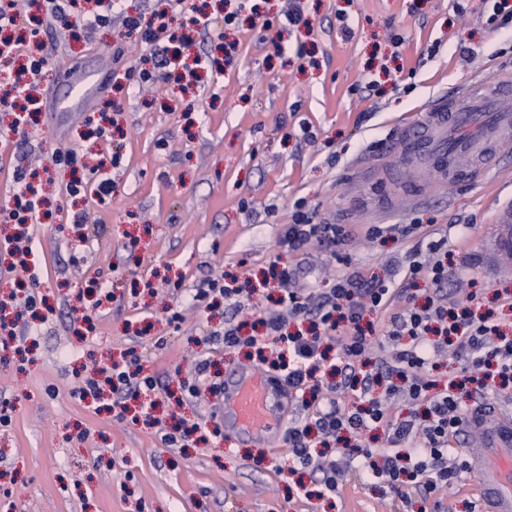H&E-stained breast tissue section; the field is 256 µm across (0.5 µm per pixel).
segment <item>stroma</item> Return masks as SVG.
I'll list each match as a JSON object with an SVG mask.
<instances>
[{
	"label": "stroma",
	"instance_id": "35a3bbf8",
	"mask_svg": "<svg viewBox=\"0 0 512 512\" xmlns=\"http://www.w3.org/2000/svg\"><path fill=\"white\" fill-rule=\"evenodd\" d=\"M255 2L258 14L243 11L232 35V58L216 26L194 31V53L217 65L188 91L162 75L140 89L138 69L152 67L154 49L120 23L88 39L66 19L43 23V106L28 134H8L0 160L10 170L33 165L53 220L26 229L34 270L0 256V295L35 279L53 313L31 322L26 358L0 356V400L14 406L0 428V512H433V501L414 494L398 503L379 481L355 475L336 497L300 498L278 474L294 464L283 438L248 439L230 452L220 439L168 447L153 428L77 396L96 363L132 355L158 379L162 421L177 415L213 428L221 394L178 404L166 392L199 360L225 374L251 369L210 335L272 308L277 290L263 272L300 199L315 221L356 228L340 248L349 263L329 261L315 244L290 256L304 293L339 275L398 278L414 241L397 224L443 234L468 225L448 279L451 302L465 301V285L512 290V256L489 237L494 210L512 198V140L499 145L498 180L471 188L448 178L418 198L415 185L431 175L401 164L396 138L433 96L456 93L490 66L512 72V29L489 24L492 0H304L309 26L279 40L262 22L284 0ZM301 45L309 64L296 55ZM85 69L98 79L86 106L54 112L68 76ZM106 106L117 126L108 141L85 124ZM59 147L106 160L111 197L69 196V171L52 163ZM373 225L382 229L375 239L366 235ZM221 275L248 289L245 308L227 299L196 308L203 281ZM79 305L94 309L93 332L74 322Z\"/></svg>",
	"mask_w": 512,
	"mask_h": 512
}]
</instances>
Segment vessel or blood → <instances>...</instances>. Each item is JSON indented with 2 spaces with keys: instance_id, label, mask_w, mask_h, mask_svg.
<instances>
[{
  "instance_id": "vessel-or-blood-1",
  "label": "vessel or blood",
  "mask_w": 512,
  "mask_h": 512,
  "mask_svg": "<svg viewBox=\"0 0 512 512\" xmlns=\"http://www.w3.org/2000/svg\"><path fill=\"white\" fill-rule=\"evenodd\" d=\"M512 88V76L491 68L472 80L462 95H440L427 105L425 120L407 123L397 130L407 157L431 164L436 177L453 171L467 184L492 178L499 158L492 137L512 135L511 112H469L461 98L482 101L490 90ZM494 244L512 254V202L499 209ZM287 388L279 377L259 371L230 372L224 388V420L232 427L225 447L239 437L254 439L282 434L285 420L279 400ZM470 426L482 431L481 447L470 449L473 470L464 472L463 484L475 496L478 512H512V415L472 412Z\"/></svg>"
}]
</instances>
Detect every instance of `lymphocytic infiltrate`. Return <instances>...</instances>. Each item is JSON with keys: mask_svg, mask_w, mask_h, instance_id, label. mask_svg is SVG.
Returning <instances> with one entry per match:
<instances>
[{"mask_svg": "<svg viewBox=\"0 0 512 512\" xmlns=\"http://www.w3.org/2000/svg\"><path fill=\"white\" fill-rule=\"evenodd\" d=\"M174 12L181 14V25H173ZM116 17L146 43L160 45L156 69L185 64L186 28L210 23L201 9L185 7L182 0H173L170 12L148 17L128 13L122 0H108L102 10L83 14L75 23L103 27ZM13 179V206L0 213V222L40 223L42 201L26 169L17 167ZM353 234L347 224L314 223L305 203H298L293 223L285 225L279 238L282 256L269 264L281 290L278 308L260 319L265 340L278 352L272 358L257 355L256 360L263 371L282 377L297 398L305 419L289 421L288 445L301 468L319 474L321 495L338 493L341 475L360 457L362 476L381 480L393 498L404 501L413 493L432 498L472 465L469 458L450 452L452 439L467 430L468 409L462 407V397L480 407L489 393L512 387V336L491 313L473 308L476 292H469L466 303L449 307L443 288L452 251L444 236L428 239L405 255L401 283L342 276L329 281L317 297L300 293L296 271L283 262V255L315 242L336 260L339 246ZM422 281L432 293L421 306L417 299ZM374 313L385 315L383 327L371 321ZM378 331L390 350L371 373L367 367ZM443 353L453 357L458 369L440 386L430 372ZM95 370L96 377L86 382L89 393L98 399L111 394L110 408L120 419L128 410V395L157 387L154 375L124 360L96 365ZM377 386L383 387L382 395H374ZM338 393L350 396L352 411L335 401ZM397 397L410 405L408 417L394 412ZM378 428L387 432L385 449L356 443V436ZM406 442L411 449L404 453L400 447Z\"/></svg>", "mask_w": 512, "mask_h": 512, "instance_id": "obj_1", "label": "lymphocytic infiltrate"}]
</instances>
